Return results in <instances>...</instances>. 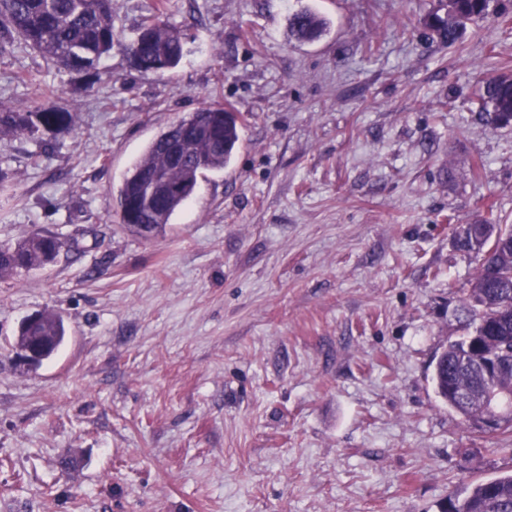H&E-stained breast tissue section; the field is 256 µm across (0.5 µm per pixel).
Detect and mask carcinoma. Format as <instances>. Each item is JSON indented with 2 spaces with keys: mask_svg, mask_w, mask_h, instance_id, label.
Wrapping results in <instances>:
<instances>
[{
  "mask_svg": "<svg viewBox=\"0 0 512 512\" xmlns=\"http://www.w3.org/2000/svg\"><path fill=\"white\" fill-rule=\"evenodd\" d=\"M493 0H453L446 17L432 14L426 22L441 43H461L468 27L493 15ZM328 29L325 17L311 10L292 15L289 37L298 43L321 38ZM184 34L158 11L146 17L124 49L137 69L163 74L176 69L183 58ZM19 43L63 72L100 79L103 61L120 43L112 24V0H0V51ZM474 113L498 126L512 124V73H501L484 83ZM177 146L184 157L169 164L165 144L171 128L161 130L126 171L118 191L120 214L131 210L135 223L126 227L143 235L146 225L154 235L170 223L190 196L172 187L198 184L208 172L224 170L240 143L236 113L219 104H204L178 119ZM74 128V113L54 103H39L25 112L0 100V137L24 136L34 141L64 137ZM157 177L162 187L148 195L147 179ZM64 241L56 234L37 232L14 244L0 246V279L19 270H36L54 263ZM458 245L464 252L482 255V261L461 297L469 316L467 335L448 342L433 360L436 395L457 412L464 423L497 416L503 425L493 437L512 433V371L487 373L485 363L501 355L512 359V224H506L488 206L480 219L459 226ZM57 350L65 336L63 320L44 312L36 332ZM441 512H512V469L472 483L449 498Z\"/></svg>",
  "mask_w": 512,
  "mask_h": 512,
  "instance_id": "cac0c4a2",
  "label": "carcinoma"
}]
</instances>
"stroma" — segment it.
<instances>
[{
    "label": "stroma",
    "instance_id": "stroma-1",
    "mask_svg": "<svg viewBox=\"0 0 512 512\" xmlns=\"http://www.w3.org/2000/svg\"><path fill=\"white\" fill-rule=\"evenodd\" d=\"M499 3L449 47L422 25L446 0H112L123 35L158 7L181 26L175 70L117 45L92 83L0 52L1 100L75 115L42 146L0 138V245L67 242L0 279V512H440L512 467L431 384L478 265L458 225L489 205L512 224V128L470 111L512 72ZM304 7L330 21L311 44L288 37ZM204 103L240 118L231 165L130 232L126 170ZM37 312L66 337L25 369ZM39 319L40 313H35L26 317L20 324L19 332L27 330L30 333L34 331L39 324L36 333L28 335L26 332H21L16 338V350H21L28 345L30 341L28 336H30L35 343L32 348L15 355V359L20 366L22 365L26 368H33L46 360L47 351L45 348L38 345L39 342L37 340V336H45L47 339H49V342L52 346L51 354L55 350L57 351L64 340L65 327L63 320L58 315L44 312L41 315L40 323Z\"/></svg>",
    "mask_w": 512,
    "mask_h": 512
}]
</instances>
